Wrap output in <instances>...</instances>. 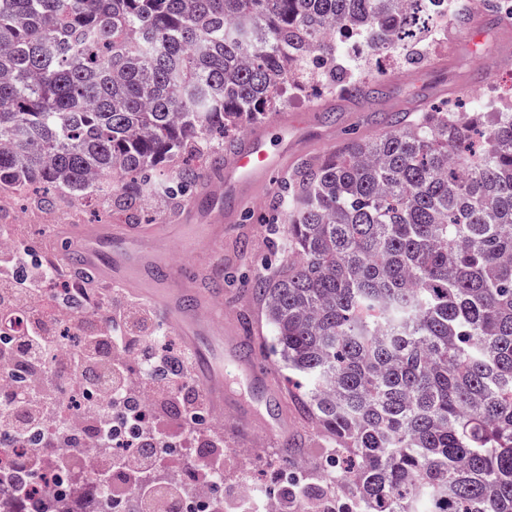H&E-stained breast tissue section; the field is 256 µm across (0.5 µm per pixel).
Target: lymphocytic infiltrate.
Returning a JSON list of instances; mask_svg holds the SVG:
<instances>
[{"label": "lymphocytic infiltrate", "mask_w": 512, "mask_h": 512, "mask_svg": "<svg viewBox=\"0 0 512 512\" xmlns=\"http://www.w3.org/2000/svg\"><path fill=\"white\" fill-rule=\"evenodd\" d=\"M34 248L14 244L8 272H0V368L5 371V397L0 398V425L6 433L0 447L31 444L59 449L61 457L83 453L88 442L106 448L124 443L134 456L102 455L92 468L97 482L109 483L122 475L137 481V501L144 512H178V492L162 493L149 474L160 468L174 445L167 431L151 423L143 426L137 397L131 386L129 358L141 364V381L152 398V413L160 415L179 406L185 435L196 437L207 418L190 366L188 349L161 347L158 337L141 333L152 315L121 291L101 300L102 313L77 345L65 344L58 334L57 315L76 313L86 291L69 289L55 297L54 308L41 306L54 273L35 260ZM80 393V429H49L48 416L63 388Z\"/></svg>", "instance_id": "lymphocytic-infiltrate-1"}]
</instances>
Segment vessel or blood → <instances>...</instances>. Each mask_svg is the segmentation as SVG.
Returning a JSON list of instances; mask_svg holds the SVG:
<instances>
[{"mask_svg": "<svg viewBox=\"0 0 512 512\" xmlns=\"http://www.w3.org/2000/svg\"><path fill=\"white\" fill-rule=\"evenodd\" d=\"M287 149L271 151L268 136L254 131L214 165L202 197L206 209L189 204L177 224H98L82 233L62 238L56 257L68 271L96 282L124 289L141 298L161 317L168 330L180 336L192 353V375L209 410L224 412L225 371L235 368L250 385L262 386L266 378L258 367L253 344L225 334L224 291L220 282L200 285L178 266L169 263L165 249L177 242L189 253L207 250L224 239L225 203L238 200L246 186H260L269 174L282 170ZM202 220L201 230L189 235L188 224ZM244 431L262 430L271 437L288 432L280 413L258 414L253 408H236Z\"/></svg>", "mask_w": 512, "mask_h": 512, "instance_id": "1", "label": "vessel or blood"}]
</instances>
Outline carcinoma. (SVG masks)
<instances>
[{"label":"carcinoma","instance_id":"cac0c4a2","mask_svg":"<svg viewBox=\"0 0 512 512\" xmlns=\"http://www.w3.org/2000/svg\"><path fill=\"white\" fill-rule=\"evenodd\" d=\"M400 2L0 0V188L109 193L135 222L152 171L286 87L372 93L355 58L448 17ZM390 127L300 163L283 269L248 282L328 447L279 512H512V111Z\"/></svg>","mask_w":512,"mask_h":512}]
</instances>
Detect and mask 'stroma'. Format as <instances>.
Listing matches in <instances>:
<instances>
[{"label": "stroma", "mask_w": 512, "mask_h": 512, "mask_svg": "<svg viewBox=\"0 0 512 512\" xmlns=\"http://www.w3.org/2000/svg\"><path fill=\"white\" fill-rule=\"evenodd\" d=\"M461 7L468 21L465 28L447 25L421 48L416 64L396 63L380 58L364 66L362 74L375 81L378 91L369 96H342L325 92L317 97L291 92L282 109L289 117H303L314 107L322 112L308 137L304 149L289 155L287 169H294L303 160L320 158L339 150L351 139L375 138L388 131L392 115L421 112L430 107L472 111L476 101L495 102L512 90V20L485 15L475 21L476 13H484L481 0H463ZM194 194L185 189L182 195L167 196L163 186L152 183L141 216L145 224H171L177 219L185 200ZM276 185H268L257 204L243 208L239 221L225 225L223 262L211 267V275L224 277V323L238 335L252 337L259 349L263 368L269 377L267 390L252 389L236 375L226 379L228 394L237 399H251L254 407L269 409L278 404L288 419V434L304 448L297 465L318 457L325 446L322 430L304 414L294 397V384L274 353L272 333L258 301L245 283L256 274H274L282 266V247L288 241L287 225H273L279 211H287V202L277 201ZM121 216L112 212L108 196L92 195L78 198L58 193L54 204L39 206L26 191H0V226L19 230L23 240L44 245L50 238L53 224L121 223ZM216 434L223 446L224 497H237L243 484H251L270 497L281 490L272 485L270 475L282 467L280 458L283 440L254 433L245 436L238 428L236 412L225 409L224 425Z\"/></svg>", "instance_id": "1"}]
</instances>
